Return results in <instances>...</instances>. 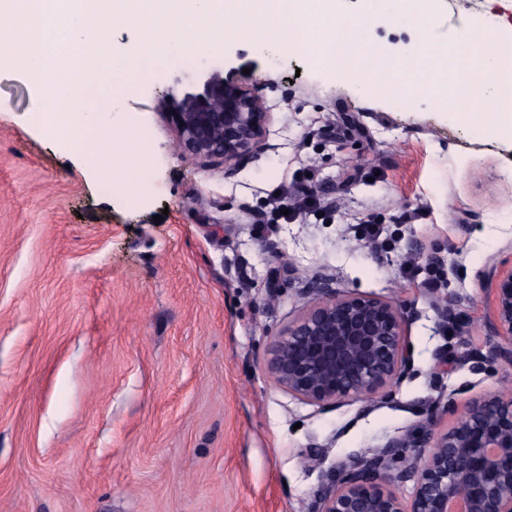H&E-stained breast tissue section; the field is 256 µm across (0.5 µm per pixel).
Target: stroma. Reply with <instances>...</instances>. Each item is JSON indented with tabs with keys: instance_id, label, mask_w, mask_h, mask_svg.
Segmentation results:
<instances>
[{
	"instance_id": "obj_1",
	"label": "stroma",
	"mask_w": 512,
	"mask_h": 512,
	"mask_svg": "<svg viewBox=\"0 0 512 512\" xmlns=\"http://www.w3.org/2000/svg\"><path fill=\"white\" fill-rule=\"evenodd\" d=\"M330 8L370 16L365 40L414 58L465 45L512 0H431L421 26L413 0ZM199 66L175 56L131 87L113 68L112 117L86 125L106 149L134 127L133 183L89 164L69 127L37 126L40 86L0 72V512H312L349 457L512 397V366L460 360L495 341L487 280L512 267V141L431 94L380 95L231 39L224 66L250 70L272 121L265 154L228 177L184 156L159 108ZM318 270L409 314L413 367L374 401L323 410L264 367ZM448 299L460 319L444 329L433 305ZM315 448L322 464L305 466Z\"/></svg>"
}]
</instances>
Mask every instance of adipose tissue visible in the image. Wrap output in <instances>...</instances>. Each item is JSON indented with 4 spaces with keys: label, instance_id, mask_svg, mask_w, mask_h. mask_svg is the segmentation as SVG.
Wrapping results in <instances>:
<instances>
[{
    "label": "adipose tissue",
    "instance_id": "1",
    "mask_svg": "<svg viewBox=\"0 0 512 512\" xmlns=\"http://www.w3.org/2000/svg\"><path fill=\"white\" fill-rule=\"evenodd\" d=\"M499 36L469 35L477 63L460 78L451 94L453 114L461 121L512 138V70L499 64L500 53L512 49V23H498Z\"/></svg>",
    "mask_w": 512,
    "mask_h": 512
}]
</instances>
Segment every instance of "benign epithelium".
Masks as SVG:
<instances>
[{"label": "benign epithelium", "instance_id": "obj_1", "mask_svg": "<svg viewBox=\"0 0 512 512\" xmlns=\"http://www.w3.org/2000/svg\"><path fill=\"white\" fill-rule=\"evenodd\" d=\"M179 142L192 156L224 161L225 172L265 150L271 115L235 68H204L189 88L162 92ZM489 328L503 340L485 363L512 364V268L490 277ZM303 311L274 337L265 368L288 393L319 407L368 401L411 370L407 317L396 304L336 288L324 270L306 282ZM413 483L405 501L398 493ZM315 512H512V398L472 400L449 429L405 436L350 457L314 493Z\"/></svg>", "mask_w": 512, "mask_h": 512}]
</instances>
